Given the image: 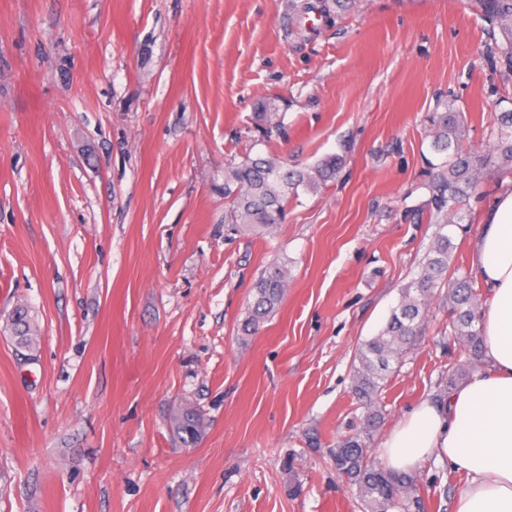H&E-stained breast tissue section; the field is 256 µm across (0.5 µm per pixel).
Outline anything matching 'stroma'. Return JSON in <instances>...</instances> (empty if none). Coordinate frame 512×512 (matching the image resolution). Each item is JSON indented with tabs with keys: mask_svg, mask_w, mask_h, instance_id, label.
I'll use <instances>...</instances> for the list:
<instances>
[{
	"mask_svg": "<svg viewBox=\"0 0 512 512\" xmlns=\"http://www.w3.org/2000/svg\"><path fill=\"white\" fill-rule=\"evenodd\" d=\"M0 0V512H361L330 457L366 415L352 392L432 240L428 113L466 148L512 112L479 0ZM344 158L270 234L224 222V167ZM512 174L488 168L451 265ZM288 286L242 335L271 264ZM29 308L34 359L7 319ZM446 288L376 398L385 435L452 366ZM205 422L192 446L170 422ZM427 512L465 475L428 458Z\"/></svg>",
	"mask_w": 512,
	"mask_h": 512,
	"instance_id": "obj_1",
	"label": "stroma"
}]
</instances>
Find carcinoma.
I'll use <instances>...</instances> for the list:
<instances>
[{
	"instance_id": "cac0c4a2",
	"label": "carcinoma",
	"mask_w": 512,
	"mask_h": 512,
	"mask_svg": "<svg viewBox=\"0 0 512 512\" xmlns=\"http://www.w3.org/2000/svg\"><path fill=\"white\" fill-rule=\"evenodd\" d=\"M479 2L492 27L505 35V42L495 45V55L503 66L512 69V0ZM352 3L354 0H319L310 8L328 16ZM427 126L431 147L442 157L440 163L431 165L426 183L427 206L436 230L416 277L401 289L400 300L386 325L362 343L355 355L353 391L369 404L382 392L395 365L420 343L428 303L434 290L443 284L448 285L451 309L449 338L462 342L474 358L483 357L482 304L476 282L465 274L450 276L448 271L456 230L463 229L467 220L466 201L479 185L482 170L495 162L500 171L512 174V112L501 113L492 131V150L485 156L463 149L466 127L461 113L431 112ZM342 164L339 155L326 156L305 167L290 168L282 161L261 156H248L231 164L224 168V201L229 203L224 223L234 232L263 235L281 223L288 203L298 199L299 191L315 192L336 180ZM284 285L285 271L277 264L255 281L253 302L241 324L243 335L258 332L278 306ZM10 334L16 346L34 350L35 330L28 311L22 307L10 318ZM379 418V410L369 409L364 426L336 443L331 451L336 471L355 486L362 512H425L418 479L384 468L370 453L368 442ZM174 429L184 442H194L205 430L204 419L196 410L186 408L175 416Z\"/></svg>"
}]
</instances>
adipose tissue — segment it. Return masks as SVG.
I'll list each match as a JSON object with an SVG mask.
<instances>
[{
	"instance_id": "1",
	"label": "adipose tissue",
	"mask_w": 512,
	"mask_h": 512,
	"mask_svg": "<svg viewBox=\"0 0 512 512\" xmlns=\"http://www.w3.org/2000/svg\"><path fill=\"white\" fill-rule=\"evenodd\" d=\"M470 250L488 297L486 365L447 396L415 405L382 441L380 457L411 472L437 456L467 477L455 512H512V190L496 196Z\"/></svg>"
}]
</instances>
